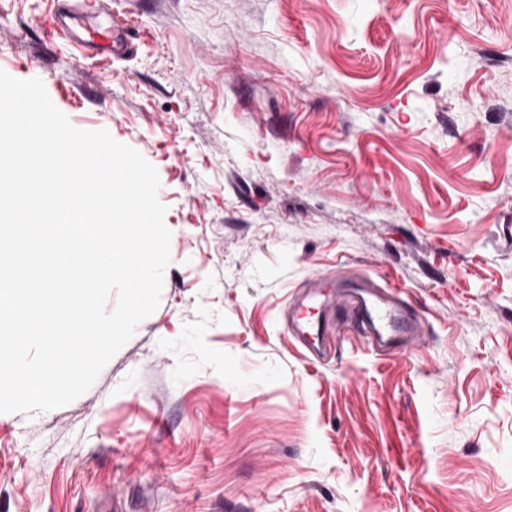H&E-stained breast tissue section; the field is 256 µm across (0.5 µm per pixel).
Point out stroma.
<instances>
[{
  "mask_svg": "<svg viewBox=\"0 0 512 512\" xmlns=\"http://www.w3.org/2000/svg\"><path fill=\"white\" fill-rule=\"evenodd\" d=\"M0 0V70L159 175L161 303L91 388L0 414V512H512V0H112L126 54ZM424 334L317 363L314 276ZM309 288L316 291L290 313L293 333L306 346L320 350L329 345L328 314L333 306L336 312L358 318L363 334L382 356L416 342L421 334V320L409 310L403 290L395 283L380 287L361 279L351 288H343L336 275V281L319 276Z\"/></svg>",
  "mask_w": 512,
  "mask_h": 512,
  "instance_id": "obj_1",
  "label": "stroma"
}]
</instances>
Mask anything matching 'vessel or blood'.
I'll return each mask as SVG.
<instances>
[{
  "instance_id": "vessel-or-blood-1",
  "label": "vessel or blood",
  "mask_w": 512,
  "mask_h": 512,
  "mask_svg": "<svg viewBox=\"0 0 512 512\" xmlns=\"http://www.w3.org/2000/svg\"><path fill=\"white\" fill-rule=\"evenodd\" d=\"M44 31L74 41L91 55H114L125 47L107 0H76L72 5L60 0L45 21ZM311 286L308 299L290 314L293 333L306 346L320 350L329 345L328 314L333 309L356 316L375 352L382 356L414 343L422 331L421 320L410 311L397 284L380 287L362 279L345 288L333 277L320 276Z\"/></svg>"
}]
</instances>
